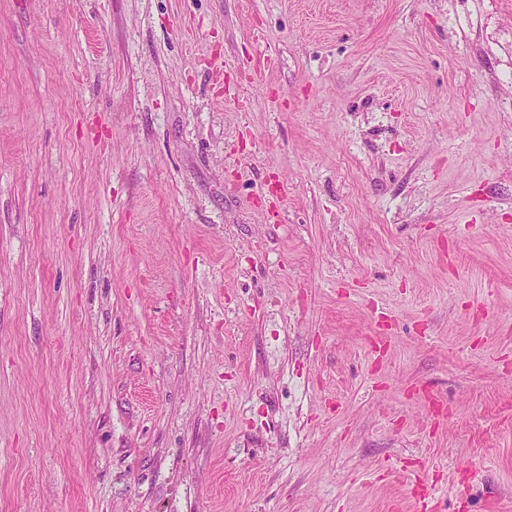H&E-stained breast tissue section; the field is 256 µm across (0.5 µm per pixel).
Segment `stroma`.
<instances>
[{
  "label": "stroma",
  "mask_w": 512,
  "mask_h": 512,
  "mask_svg": "<svg viewBox=\"0 0 512 512\" xmlns=\"http://www.w3.org/2000/svg\"><path fill=\"white\" fill-rule=\"evenodd\" d=\"M0 512H512V0H0Z\"/></svg>",
  "instance_id": "1"
}]
</instances>
